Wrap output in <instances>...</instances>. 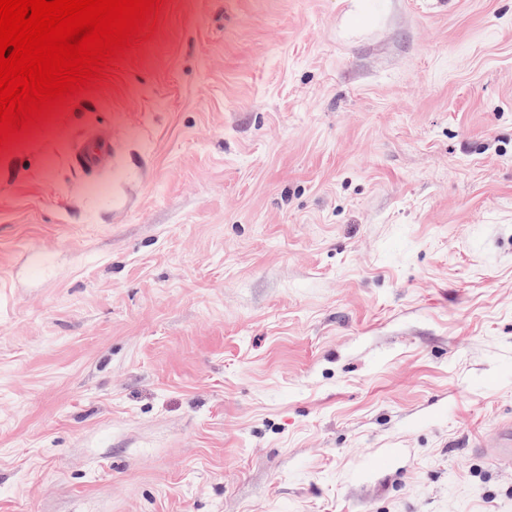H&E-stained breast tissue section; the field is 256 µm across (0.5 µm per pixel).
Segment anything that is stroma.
<instances>
[{"label": "stroma", "instance_id": "35a3bbf8", "mask_svg": "<svg viewBox=\"0 0 512 512\" xmlns=\"http://www.w3.org/2000/svg\"><path fill=\"white\" fill-rule=\"evenodd\" d=\"M157 23L0 153V512H512V0ZM114 157L112 142L106 132L89 135L77 145L75 162L83 171L91 172L106 168ZM475 448H493L492 453L498 460H512V424L501 425L493 442L487 443L484 441Z\"/></svg>", "mask_w": 512, "mask_h": 512}]
</instances>
